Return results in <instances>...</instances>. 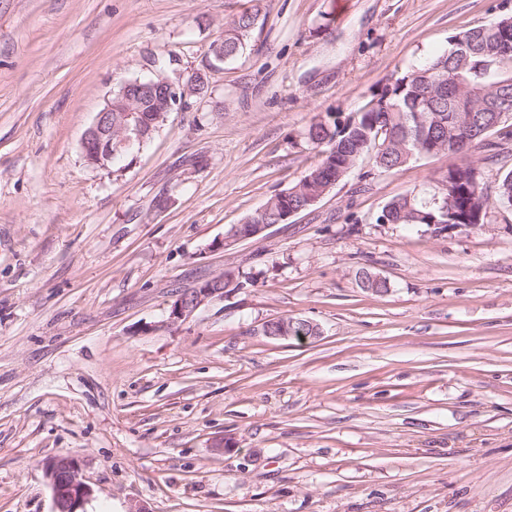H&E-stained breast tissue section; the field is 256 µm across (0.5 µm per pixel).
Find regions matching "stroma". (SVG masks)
I'll return each mask as SVG.
<instances>
[{"instance_id":"1","label":"stroma","mask_w":512,"mask_h":512,"mask_svg":"<svg viewBox=\"0 0 512 512\" xmlns=\"http://www.w3.org/2000/svg\"><path fill=\"white\" fill-rule=\"evenodd\" d=\"M500 0H0V512H512V150L470 159L480 228L383 224L454 155L359 162L314 206L228 251L231 225L319 161L304 137ZM257 21L227 62L209 46ZM208 92L89 166L85 130L155 61ZM388 293L360 288V269ZM246 287L168 324L175 294ZM302 318L318 338L264 332ZM44 470L52 493V512H85L92 489L83 479L79 462L67 456L54 457L45 462Z\"/></svg>"}]
</instances>
